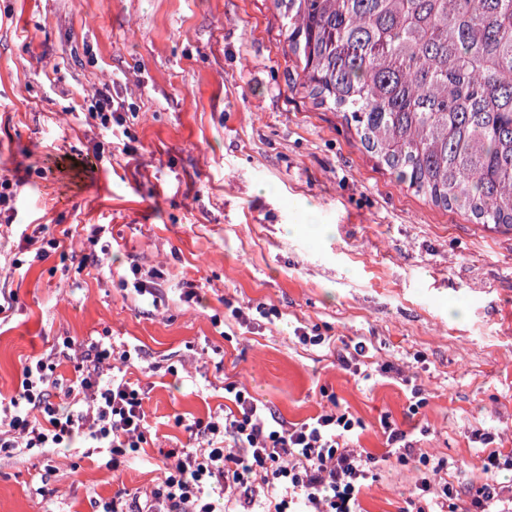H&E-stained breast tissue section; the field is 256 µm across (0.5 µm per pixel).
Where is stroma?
Returning a JSON list of instances; mask_svg holds the SVG:
<instances>
[{
    "mask_svg": "<svg viewBox=\"0 0 512 512\" xmlns=\"http://www.w3.org/2000/svg\"><path fill=\"white\" fill-rule=\"evenodd\" d=\"M281 28L274 0H0V181L24 182L0 212V398L34 357L74 379L64 341L107 336L140 353L127 376L149 425L116 471L83 448L0 453V512L150 492L159 449L233 410L229 383L288 423L339 404L378 456L389 419L444 460L431 483L460 512L489 449L512 451V232L398 183L306 96ZM80 86L132 104L126 152L72 114ZM37 224L62 242L42 261ZM134 264L161 274L158 296L135 292ZM358 343L353 372L338 355ZM423 477L381 464L364 512H408Z\"/></svg>",
    "mask_w": 512,
    "mask_h": 512,
    "instance_id": "35a3bbf8",
    "label": "stroma"
}]
</instances>
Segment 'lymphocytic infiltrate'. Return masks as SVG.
Listing matches in <instances>:
<instances>
[{
  "label": "lymphocytic infiltrate",
  "mask_w": 512,
  "mask_h": 512,
  "mask_svg": "<svg viewBox=\"0 0 512 512\" xmlns=\"http://www.w3.org/2000/svg\"><path fill=\"white\" fill-rule=\"evenodd\" d=\"M111 343L83 348L69 398L87 400L86 412L60 410L50 400L58 381L44 359L23 368L21 392L0 403V452L16 448L103 450L111 467L146 441L142 399L125 371L115 369ZM237 406L223 422H195L199 448L163 450L164 474L146 498L105 502L102 512H363L360 497L376 479L380 460L350 448L359 419L332 409L299 425L270 417L247 390L227 385ZM232 448H225V441ZM266 486L257 496L255 482Z\"/></svg>",
  "instance_id": "1"
}]
</instances>
